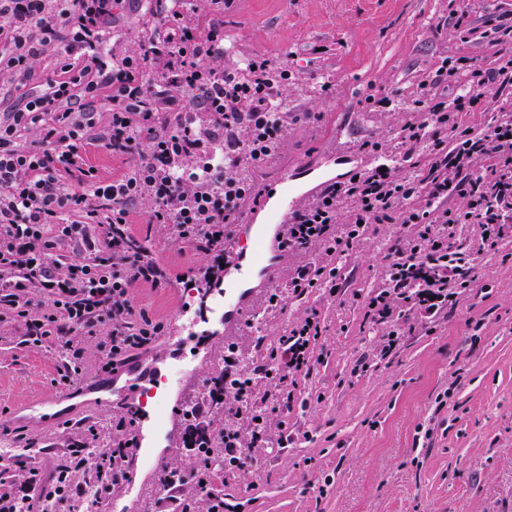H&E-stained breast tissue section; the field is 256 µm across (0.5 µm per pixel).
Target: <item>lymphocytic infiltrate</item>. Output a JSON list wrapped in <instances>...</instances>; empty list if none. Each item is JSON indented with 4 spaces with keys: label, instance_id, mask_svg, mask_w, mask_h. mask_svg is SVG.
<instances>
[{
    "label": "lymphocytic infiltrate",
    "instance_id": "lymphocytic-infiltrate-1",
    "mask_svg": "<svg viewBox=\"0 0 512 512\" xmlns=\"http://www.w3.org/2000/svg\"><path fill=\"white\" fill-rule=\"evenodd\" d=\"M154 2L156 22L137 50L110 59L102 51V26L121 0H0V21L10 34L0 47V73L26 79L60 37L63 59L83 61L77 74L48 81L40 95L0 121V322L22 323L29 344L63 339L67 384L80 371L77 337L111 325L107 345L113 365L122 366L163 328L132 304L133 288L165 279L129 231L133 209L149 203V223L214 254L204 277L220 280L227 229L254 195L246 170L278 152L295 120L281 98L287 66L253 56L225 68L223 21L204 32L194 0ZM461 73L467 89L455 101L459 111L483 90L512 87V53L500 54L493 68L470 64ZM104 87L110 119L93 138V121L76 103ZM417 106L398 136L412 150L428 145L423 177L401 178L378 165L356 172L301 208L280 243L286 253L320 248L333 256L350 249L361 224L411 225L406 243L389 254L384 286L369 304L382 319L394 302L434 317L448 305L449 282L466 284L470 254L454 243L456 224L483 225L482 241L491 248L495 228L512 223V109L498 108L490 135L475 138L463 130L451 147L442 137L449 121L444 103L424 98ZM23 130L39 135L38 150L20 148ZM94 139L112 154L133 156L132 169L109 182L98 178L84 155ZM218 151L224 163L215 166ZM493 155L497 166H486ZM454 198L462 208H448ZM343 214L348 221L341 228ZM66 242L77 260L60 261L57 251ZM319 335L318 322L305 318L268 357L224 372L236 401L230 423L212 428L199 405L183 435L199 455L201 467L190 478L198 494L185 497L189 478L168 469L159 478L166 494L158 512H197L202 504L207 512H224L223 496L210 487L211 460L218 456L229 472H248L261 449L284 442L285 422H271L269 414L288 409V375L308 368ZM267 377L271 385L257 389ZM87 494L72 471L59 467L45 476L32 469L19 482L0 478V512H56L64 498Z\"/></svg>",
    "mask_w": 512,
    "mask_h": 512
}]
</instances>
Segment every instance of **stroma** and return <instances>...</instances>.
Returning a JSON list of instances; mask_svg holds the SVG:
<instances>
[{"label":"stroma","instance_id":"stroma-1","mask_svg":"<svg viewBox=\"0 0 512 512\" xmlns=\"http://www.w3.org/2000/svg\"><path fill=\"white\" fill-rule=\"evenodd\" d=\"M469 8L473 26L488 14L512 13V0H233L224 12V35L232 50L225 66L249 56L287 64L291 78L282 98L301 119L290 125L276 164L255 175L257 183L280 167L314 160L329 143L367 142L393 146L397 173L423 174L426 151L407 152L396 133L407 115L397 102L409 100L418 83L447 68L437 98L453 101L461 92L456 69L466 60L493 67L496 50H511L478 34L462 36L455 13ZM150 17L148 0H127L106 27L104 50L126 55ZM61 59L48 49L23 82L0 76V118L37 96L47 81L62 79ZM132 233L166 271L162 288L138 287L134 308L152 310L164 323L150 355L174 351L178 316L205 288L202 269L211 257L168 236L134 215ZM411 228L369 224L345 254L317 249L293 257V264L335 267L346 291L330 296L312 288L286 298L284 310L270 313L262 330L242 322L239 352L262 356L305 317L321 334L309 371L298 374L292 407L275 413L288 424V445L266 449L258 469L234 478L212 473V487L224 495V512H512V233L481 251L478 224L456 227V241L480 255L468 288L448 304L432 332L401 323L392 352L375 356L389 325L368 316L370 298L385 277V255ZM264 344H257V336ZM62 343L25 344L20 324H0V472L18 477L13 448L30 442L43 449L28 468L55 469L71 444L104 447L115 412H93L97 396L73 404L86 413L82 426L58 429L26 420L21 406L50 398L63 388ZM159 471L131 459L128 478L109 497L138 499L153 512L151 489Z\"/></svg>","mask_w":512,"mask_h":512}]
</instances>
